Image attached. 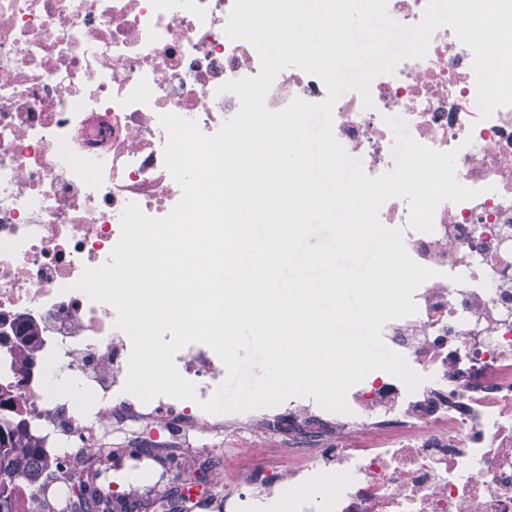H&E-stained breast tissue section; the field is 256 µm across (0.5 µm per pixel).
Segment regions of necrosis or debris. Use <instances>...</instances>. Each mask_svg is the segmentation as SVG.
Instances as JSON below:
<instances>
[{
	"label": "necrosis or debris",
	"mask_w": 512,
	"mask_h": 512,
	"mask_svg": "<svg viewBox=\"0 0 512 512\" xmlns=\"http://www.w3.org/2000/svg\"><path fill=\"white\" fill-rule=\"evenodd\" d=\"M234 0H0V390L12 392L33 433L51 437L61 466L25 512H66L81 482L99 512L152 503L172 473L192 482L202 461L223 460L200 512H512V106L482 117L473 52L447 26L421 58L336 102L332 130L364 173L394 168L388 118L438 152L456 151L455 177L474 198L442 201L429 232L409 225L407 199L378 219L400 230L408 255L432 269L416 313L387 321L381 337L415 386L370 372L346 394L348 412L308 397L259 409L204 411L224 378L206 344L174 356L196 400L127 391L132 341L116 311L76 287L109 262L121 216L136 203L162 218L182 191L164 163L159 117L196 121L212 135L240 108L223 83L258 74L256 49L225 33ZM323 81L296 67L265 99L280 111L318 103ZM42 339L22 354L19 321ZM66 378L64 394L51 381ZM168 434L170 460L109 447V433ZM254 462L243 466L242 452ZM151 471L152 482L125 475ZM335 475L327 485L326 475Z\"/></svg>",
	"instance_id": "4bbe7bcc"
}]
</instances>
